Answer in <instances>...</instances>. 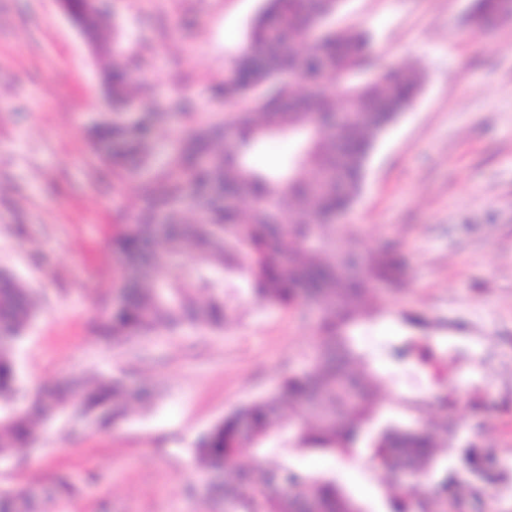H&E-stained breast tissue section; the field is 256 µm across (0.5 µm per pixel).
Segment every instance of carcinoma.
<instances>
[{
    "label": "carcinoma",
    "mask_w": 512,
    "mask_h": 512,
    "mask_svg": "<svg viewBox=\"0 0 512 512\" xmlns=\"http://www.w3.org/2000/svg\"><path fill=\"white\" fill-rule=\"evenodd\" d=\"M342 0H265L247 40L231 61L232 80L224 100L253 97L252 105L227 120L194 124L159 156L153 141L162 112H142L130 121L126 109L144 104L129 69L113 62L112 112L86 130L96 158L112 168V184L140 180L138 209L110 237L112 253L124 261L112 300L94 303L96 332L120 345L159 329L197 327L222 330L240 295L233 282L261 305L302 306L315 315L317 343L307 367L281 377L266 394L251 399L200 433L195 456L205 463L200 495L222 512H360L364 505L335 480L298 469L291 458L310 452L342 456L365 449L399 493H390L389 512H429L435 493L441 512L448 479L436 452L448 443L452 426L426 416L429 400L398 402L420 417L410 427L374 410L373 389L384 359L433 368L447 360L424 336H401L378 350L358 346L361 323L382 314L359 306L377 283L405 286L407 263L390 242L374 249H340L336 239L356 237L352 225L336 227V214L349 211L364 181L375 142L397 116L411 107L420 75L374 65L364 32H338L328 15ZM499 0H475L472 23L492 21ZM314 48L298 43L318 27ZM293 72L309 84L283 96L262 97L259 89ZM337 80L353 99L355 120L337 130L317 121L336 111L337 94L322 80ZM288 135L297 148L288 164L264 172L248 154L266 138ZM344 190L336 191V176ZM247 201L249 210L225 199ZM358 267L361 273L347 275ZM36 301L13 273L0 270V457L32 443L34 425L108 428L124 421L131 404L151 407L159 393L131 390L120 379L94 377L41 390L26 405L16 404L20 374L15 348L34 316ZM250 453L259 467L237 465ZM398 472L413 476L395 479ZM78 494L69 478L40 495L31 488L0 487V512H43V501L66 505Z\"/></svg>",
    "instance_id": "1"
}]
</instances>
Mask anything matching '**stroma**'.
Here are the masks:
<instances>
[{"label":"stroma","mask_w":512,"mask_h":512,"mask_svg":"<svg viewBox=\"0 0 512 512\" xmlns=\"http://www.w3.org/2000/svg\"><path fill=\"white\" fill-rule=\"evenodd\" d=\"M264 0H112L110 26L91 39L57 0H0V270L17 275L38 308L16 360L28 392L73 376H112L160 389L109 430H40L0 460L1 487H83L65 512H206L193 487L199 433L303 370L316 342L301 310L237 302L223 332L184 329L113 347L94 332L93 303L122 260L111 234L137 209V184L112 175L83 137L107 113L102 75L122 54L137 83L171 114L167 148L187 121L225 119L218 91ZM473 0H344L333 27L369 32L376 63L421 74L413 105L376 140L363 190L342 218L371 249L397 243L406 288L374 289L385 314L363 335L385 344L423 335L453 347L441 370L455 437L441 451L458 512H512V18L478 29ZM196 108L184 117L180 106ZM476 449L481 478L460 459ZM296 465L333 477L369 512H386V474L369 454H306Z\"/></svg>","instance_id":"obj_1"}]
</instances>
